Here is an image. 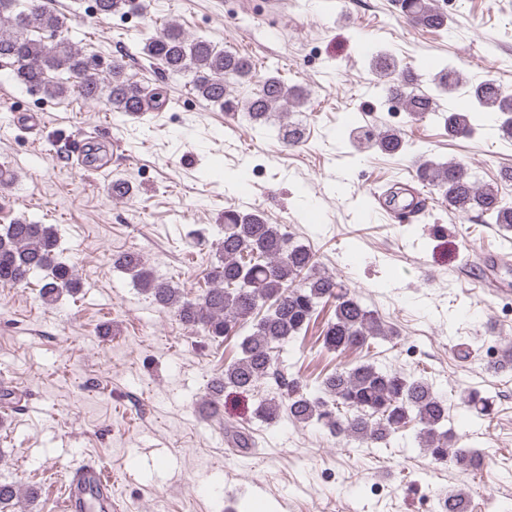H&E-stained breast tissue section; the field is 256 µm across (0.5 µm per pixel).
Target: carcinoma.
<instances>
[{
	"mask_svg": "<svg viewBox=\"0 0 512 512\" xmlns=\"http://www.w3.org/2000/svg\"><path fill=\"white\" fill-rule=\"evenodd\" d=\"M101 19L137 14L145 0H96ZM406 19L415 27L440 30L448 16L437 0H398ZM52 0H0V62L9 65L14 81L49 99L70 93L91 101H105L110 110L140 116L149 107L161 108L166 91H145L126 76L123 59L104 66L97 56L85 54L63 36L67 16L51 7ZM143 53L151 64L174 76L190 77L191 89L203 100L232 115H241L252 128L271 133L288 147L304 137L300 124L289 120L302 107L308 93L267 74L258 91L242 101L234 88L255 77V64L238 53L219 49L204 37H191L175 22L162 25L150 36ZM372 68L384 78V97L399 102L412 117L436 113L435 96L415 90L418 76L401 68L388 53H378ZM435 91L453 94L466 78L458 69L443 65L431 76ZM490 115L503 135L512 139V94L494 80L471 87L469 98L442 115L448 134L467 136L478 118ZM358 143L388 154L405 153L413 144L391 129H368ZM418 180L436 191L442 202L459 214L477 212L485 223L512 231V204L496 187L480 183L471 170L457 161L417 160ZM124 178L112 180L115 200L132 194ZM222 237L215 243L217 261L206 270L208 288L188 297L170 282L157 278L143 256L127 251L115 264L129 273L139 288L160 308L174 313L186 327L213 340L240 336V353L212 379L202 412L222 417L219 396L226 388L252 391L272 375L275 355L307 329L317 307L334 302L333 317L323 326L325 349L340 352L370 349L377 338H392L397 331L368 310L337 276L319 267L315 254L294 241L285 224H272L264 213H244L226 208L219 220ZM55 229L18 218L0 228V284L25 285L41 276L39 295L46 305L81 288L75 266L60 260ZM284 392L260 400L254 415L269 423L283 417L314 426L328 435L368 448H388L400 430L413 429L414 440L437 463H451L462 472L481 466L483 453L460 444L461 437L448 427V402L432 383L401 370L364 361L336 369L316 385L298 378L280 383ZM460 403L479 417L493 410L491 399L464 389ZM466 494H449L444 512H467Z\"/></svg>",
	"mask_w": 512,
	"mask_h": 512,
	"instance_id": "obj_1",
	"label": "carcinoma"
}]
</instances>
